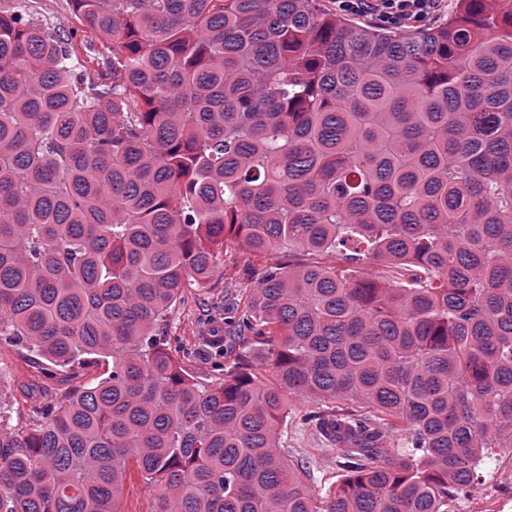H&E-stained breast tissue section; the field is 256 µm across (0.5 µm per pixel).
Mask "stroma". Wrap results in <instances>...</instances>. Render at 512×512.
<instances>
[{"mask_svg": "<svg viewBox=\"0 0 512 512\" xmlns=\"http://www.w3.org/2000/svg\"><path fill=\"white\" fill-rule=\"evenodd\" d=\"M31 13L50 25L70 34L77 56H83L84 34L67 6V0H26ZM307 262L304 252L291 251L258 257L231 249L224 254V265L210 285L185 289L180 303L172 309L165 334L177 340L184 350L182 363L199 381L216 383L223 376L218 369L221 356L216 345H229L230 355L245 350V342L228 344L224 333V313L231 309L239 293L254 287L268 268L276 263ZM47 362L30 355L21 347L0 340V396L13 403L12 422L28 428L37 420L43 405L62 402L71 392L86 386L99 374L98 369L57 371L47 373ZM288 416L285 445L296 457L306 461L311 482L316 489L335 485L340 477L336 465L335 446L320 441L304 424L306 402L292 400ZM484 478L467 495L454 504L455 512H512V450L500 448L496 458L483 472ZM158 488L142 477L137 468H130L119 503L121 512H154Z\"/></svg>", "mask_w": 512, "mask_h": 512, "instance_id": "stroma-1", "label": "stroma"}]
</instances>
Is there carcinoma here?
I'll return each mask as SVG.
<instances>
[{
	"label": "carcinoma",
	"instance_id": "obj_1",
	"mask_svg": "<svg viewBox=\"0 0 512 512\" xmlns=\"http://www.w3.org/2000/svg\"><path fill=\"white\" fill-rule=\"evenodd\" d=\"M98 82L0 6V337L96 384L28 429L0 399V512H454L512 448V0L396 32L321 0H70ZM300 250L203 385L163 335L224 257ZM385 270L366 277L358 264ZM336 446L321 492L288 401ZM157 495L158 487L142 477L131 464L119 509L121 512H152L155 510Z\"/></svg>",
	"mask_w": 512,
	"mask_h": 512
}]
</instances>
